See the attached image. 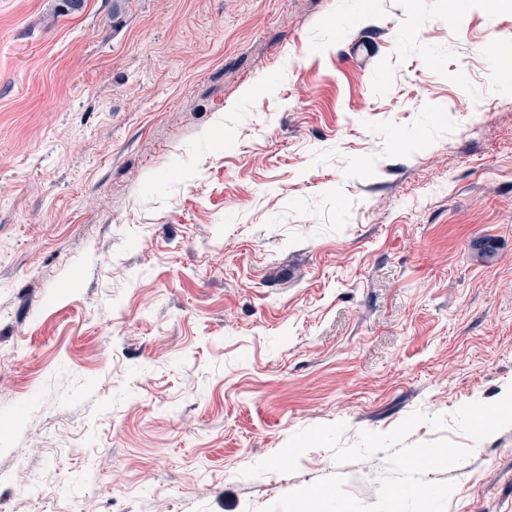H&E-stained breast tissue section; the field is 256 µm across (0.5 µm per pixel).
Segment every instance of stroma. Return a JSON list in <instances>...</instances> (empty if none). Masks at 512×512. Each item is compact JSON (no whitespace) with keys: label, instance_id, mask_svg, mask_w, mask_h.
I'll return each mask as SVG.
<instances>
[{"label":"stroma","instance_id":"1","mask_svg":"<svg viewBox=\"0 0 512 512\" xmlns=\"http://www.w3.org/2000/svg\"><path fill=\"white\" fill-rule=\"evenodd\" d=\"M0 0V512H261L385 453L512 512V5ZM446 416L442 428L428 419Z\"/></svg>","mask_w":512,"mask_h":512}]
</instances>
